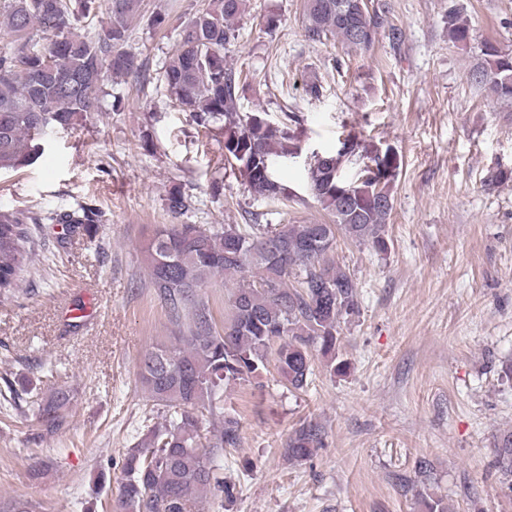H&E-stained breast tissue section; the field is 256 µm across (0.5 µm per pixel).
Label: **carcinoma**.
<instances>
[{"instance_id": "cac0c4a2", "label": "carcinoma", "mask_w": 512, "mask_h": 512, "mask_svg": "<svg viewBox=\"0 0 512 512\" xmlns=\"http://www.w3.org/2000/svg\"><path fill=\"white\" fill-rule=\"evenodd\" d=\"M364 0H304L305 32L317 42L335 40L350 49H367L383 25L375 10L361 13ZM140 0H8L3 25L9 37L0 51V170L35 161L39 140L52 127L74 128L100 109L104 77L144 76L139 55L131 49L129 22ZM250 0H201L182 26L180 39L163 63L159 80L182 111L205 133L222 139L217 162L219 190L224 170L239 174L260 196L288 198L276 179L279 157L301 151L288 127L271 122L265 112H239L237 99L246 84L224 55L239 36L236 22L249 12ZM104 13L107 25L91 35L76 29ZM46 42L31 39L33 29ZM470 26L460 13L448 15V35L455 44L468 41ZM477 87L512 100V53L488 41L482 58L469 72ZM359 147L348 134L334 153L309 167L314 199L332 224H226L211 232L197 224H164L143 247L150 285L175 317L178 334L158 344L140 361V379L151 402L144 433L122 459L123 481L117 512H196L214 498L224 512L236 502L234 487L217 459L238 442L239 420L224 412V388L258 378L275 361L288 389L302 391L312 375L313 349L336 360L341 320L358 310L357 285L332 258L336 234L388 251L386 226L394 198L392 184L400 167L395 151L373 149L356 179L347 180L346 161ZM173 218L190 207L177 189L169 192ZM88 207L59 213L48 220L71 233L97 220ZM42 218L29 210H0V297L20 292V274L32 262L26 248L28 225ZM257 271L250 280L242 273ZM241 275L228 297L224 324L200 296L219 276ZM296 284L288 285L289 277ZM73 400L68 387L54 390L39 409L43 430L52 432L67 418ZM217 420L202 426L204 415ZM321 444V430L304 422L286 444L290 460L306 459ZM494 465L512 491V431L494 437ZM422 512H448L443 497L418 489Z\"/></svg>"}]
</instances>
